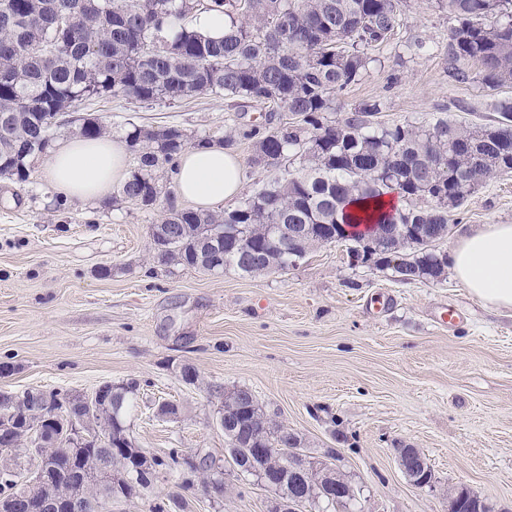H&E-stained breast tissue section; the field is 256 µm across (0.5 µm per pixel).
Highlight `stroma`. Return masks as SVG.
<instances>
[{"instance_id":"35a3bbf8","label":"stroma","mask_w":512,"mask_h":512,"mask_svg":"<svg viewBox=\"0 0 512 512\" xmlns=\"http://www.w3.org/2000/svg\"><path fill=\"white\" fill-rule=\"evenodd\" d=\"M455 21L439 0H404L403 22L376 47L362 79L327 113L345 120L361 102L380 104L378 123L422 124L445 117L462 125L495 119L512 90L454 83L448 34ZM80 115L100 118L111 137L132 126L182 129L189 139L232 136L243 161L242 195L286 171L254 164L260 104L202 94L168 103L92 100ZM145 209L116 197L70 200L49 183L44 160L18 183L0 179V361L15 370L0 391L28 388L88 394L100 384L138 382L127 425L147 455L180 448L227 455L209 386L250 389L270 418L295 433L311 456L331 462L360 490L363 512H448V490L466 487L494 512H512V310L472 297L452 274L403 283L391 270L352 263L341 243L314 248L288 271L248 277L166 266L150 251V227L169 206L187 207L170 170ZM488 224H512V173L501 174L448 214L449 252ZM454 309V325L437 314ZM192 365L197 385L179 371ZM180 407L156 419L158 402ZM417 448L432 466L435 490L412 486L396 449ZM278 494L224 469V496L201 477L184 486L161 471L145 495L112 501V512H151L183 500L182 512H269Z\"/></svg>"}]
</instances>
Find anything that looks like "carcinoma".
I'll return each instance as SVG.
<instances>
[{
	"label": "carcinoma",
	"mask_w": 512,
	"mask_h": 512,
	"mask_svg": "<svg viewBox=\"0 0 512 512\" xmlns=\"http://www.w3.org/2000/svg\"><path fill=\"white\" fill-rule=\"evenodd\" d=\"M456 21L448 41V69L459 84L479 83L496 90L512 85V0H445ZM224 14V36L212 38L191 25L198 14ZM402 23V0H0V178L25 182L31 163L49 155L58 130L75 122L70 113L89 99L126 97L143 103L180 102L199 94L271 103L298 118L292 124L255 128L253 161L278 167L294 155L305 165L296 174L261 187L232 209L170 207L161 223L172 228L165 265L201 270L199 255L211 249L224 267L244 275L264 274L246 263L244 248L260 247L269 224H299L314 246L336 241L360 247L364 235L340 234L329 224L412 226L404 237L375 246L377 266L414 281H437L448 255L435 244L448 235V209L488 180L512 171V97L496 104L495 126L466 128L440 118L428 125H368L380 111L364 102L355 115L325 122L336 97L374 62L371 51L386 43ZM477 64L472 71L460 59ZM84 138L108 134L97 118L79 127ZM138 165L118 190L143 207L155 205L158 173L192 147L233 140L206 137L191 142L179 128L133 127L125 137ZM396 193L404 205L381 208L380 199ZM99 397L32 388L17 395L0 391V415L10 429L0 434V455L28 458L26 421L38 397L68 400L86 427L84 446L45 449L50 464L70 463L73 474L50 484L29 486L26 470L0 463V500L17 503L28 492L64 499L82 494L106 512L114 498H134L150 488L163 470L179 471L182 483L209 473L207 487L224 488V472L182 466V449L128 465L96 485H80L81 473L100 469L116 434L127 432L136 407V385L106 382ZM224 412L241 426L264 411L256 397L240 410L236 390L209 387ZM285 429L272 419L255 444L230 443V465L241 467L262 455L268 469L278 458ZM334 512H350L345 493H312Z\"/></svg>",
	"instance_id": "obj_1"
}]
</instances>
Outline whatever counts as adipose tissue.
I'll use <instances>...</instances> for the list:
<instances>
[{
	"instance_id": "adipose-tissue-1",
	"label": "adipose tissue",
	"mask_w": 512,
	"mask_h": 512,
	"mask_svg": "<svg viewBox=\"0 0 512 512\" xmlns=\"http://www.w3.org/2000/svg\"><path fill=\"white\" fill-rule=\"evenodd\" d=\"M50 184L82 201L104 199L127 176L123 142L107 137L70 139L51 150L46 163ZM241 161L214 144L186 150L173 174L179 196L208 208L242 189ZM458 281L484 304L512 309V224H491L467 235L449 256Z\"/></svg>"
}]
</instances>
